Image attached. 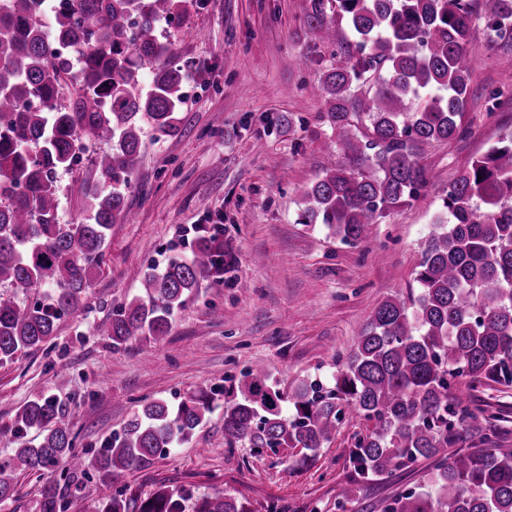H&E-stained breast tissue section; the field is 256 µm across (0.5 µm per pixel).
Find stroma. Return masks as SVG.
Masks as SVG:
<instances>
[{"label": "stroma", "instance_id": "35a3bbf8", "mask_svg": "<svg viewBox=\"0 0 512 512\" xmlns=\"http://www.w3.org/2000/svg\"><path fill=\"white\" fill-rule=\"evenodd\" d=\"M305 7L306 0H188L179 17L158 25L157 35L193 71L177 129L163 137L145 130L130 215L113 225L83 309L60 322L51 347L0 364V462L16 448V409L37 395L58 394L78 448L92 457L142 402L161 398L175 406L191 393L221 392L254 364L287 391L330 376L334 355L350 352L379 303L417 295L420 245L442 210L449 178L512 127V37L488 45L483 22H474L478 55L466 134L431 148L422 161L426 189L352 246L323 226L297 222L299 189L333 147L319 118L322 102L310 92L331 57L306 33ZM56 179L61 223L84 218L82 187L95 182L90 162L58 171ZM200 224L221 225L231 271L202 283L163 343L113 348L96 325L113 302L139 293L147 267L189 253L184 231ZM241 280L247 291L239 290ZM214 307L220 318L211 315ZM62 368L71 383L60 390L55 373ZM469 404L496 415L500 443L512 446V389L477 388ZM223 415L216 408L189 443L127 474L128 497L137 502L165 485L197 497L223 491L249 512H370L378 501L418 489L431 470L422 460L363 483L341 508L338 492L353 478L349 451L364 422L345 420L314 460L290 470L225 446Z\"/></svg>", "mask_w": 512, "mask_h": 512}]
</instances>
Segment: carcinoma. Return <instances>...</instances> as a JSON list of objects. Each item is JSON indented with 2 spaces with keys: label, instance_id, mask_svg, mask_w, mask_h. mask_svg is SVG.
I'll return each instance as SVG.
<instances>
[{
  "label": "carcinoma",
  "instance_id": "obj_1",
  "mask_svg": "<svg viewBox=\"0 0 512 512\" xmlns=\"http://www.w3.org/2000/svg\"><path fill=\"white\" fill-rule=\"evenodd\" d=\"M182 0H71L46 31L47 0H0V287L47 288L33 301L0 299V363L55 338L58 323L84 305L112 226L128 215L144 126L161 137L177 128L192 70L179 64L156 24ZM488 42L512 31V0H307L303 24L313 44L341 60L311 87L345 164L328 157L302 186L299 223L320 224L349 245L368 239L387 213L410 204L428 180L421 160L434 144L466 132L473 21ZM81 49L79 74L55 44ZM150 68L149 89L142 70ZM79 84L69 103L71 80ZM90 141L109 148L91 160L96 188L83 189L88 218L58 219L56 174ZM224 272L217 231L206 229L186 255L148 268L142 294L112 305L98 332L112 347L159 342L173 316ZM418 296L382 301L332 382L281 391L263 367L249 366L224 388V444L261 455L301 448L312 454L346 419L371 424L350 450L359 478L390 477L420 459L434 468L420 490L380 501L373 512H512V448L467 404L471 389H512V129L448 180L443 212L421 244ZM202 392L172 409L148 401L120 435L86 460L53 394L14 415L17 443L0 464V503L15 497V474L94 471L116 486L96 512H129L123 479L191 439L213 413ZM43 433L39 446L26 433ZM485 445L476 451L474 441ZM246 512L224 492L193 499L165 487L134 512ZM48 482L38 512H68Z\"/></svg>",
  "mask_w": 512,
  "mask_h": 512
}]
</instances>
